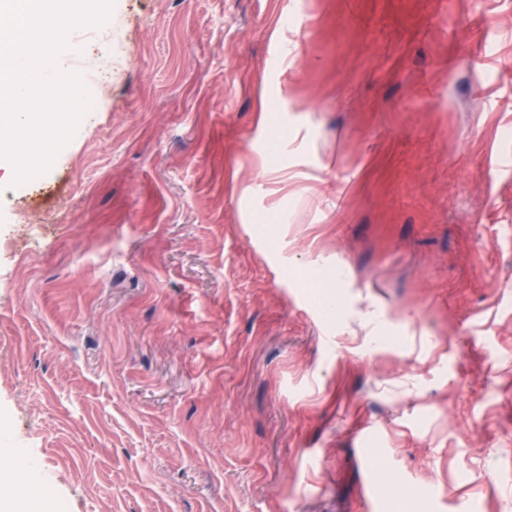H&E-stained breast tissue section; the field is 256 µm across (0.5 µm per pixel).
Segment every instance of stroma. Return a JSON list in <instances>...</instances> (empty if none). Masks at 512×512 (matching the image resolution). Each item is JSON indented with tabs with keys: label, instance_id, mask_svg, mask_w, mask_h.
Segmentation results:
<instances>
[{
	"label": "stroma",
	"instance_id": "1",
	"mask_svg": "<svg viewBox=\"0 0 512 512\" xmlns=\"http://www.w3.org/2000/svg\"><path fill=\"white\" fill-rule=\"evenodd\" d=\"M67 42L99 103L0 177V441L58 512H512V0Z\"/></svg>",
	"mask_w": 512,
	"mask_h": 512
}]
</instances>
